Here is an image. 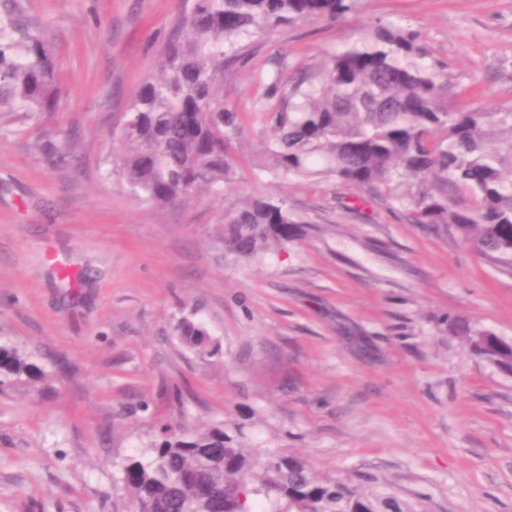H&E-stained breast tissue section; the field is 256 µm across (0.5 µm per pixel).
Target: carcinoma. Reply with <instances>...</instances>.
<instances>
[{
    "label": "carcinoma",
    "instance_id": "carcinoma-1",
    "mask_svg": "<svg viewBox=\"0 0 512 512\" xmlns=\"http://www.w3.org/2000/svg\"><path fill=\"white\" fill-rule=\"evenodd\" d=\"M351 0H194L156 52L125 112L113 168L141 200L174 205L192 193L222 194L236 180L244 127L224 103V72L245 60L236 42L300 18H336ZM0 19V105L42 112L58 101L55 57L38 31ZM448 84L422 62L418 35L382 28L372 41L288 74L281 57L256 110L269 137L257 167L284 177L323 178L401 205L413 224L472 246L512 274V110L450 111ZM296 220L285 201L253 196L224 210V245L253 257L288 240ZM448 333L469 354L512 372V343L464 319ZM201 358L220 354L199 323L176 326ZM37 366L0 346V385L36 378ZM120 482L136 512H420L385 486L321 478L309 462L257 451L224 422L189 432L168 426L162 440L127 460Z\"/></svg>",
    "mask_w": 512,
    "mask_h": 512
}]
</instances>
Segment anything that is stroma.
Wrapping results in <instances>:
<instances>
[{
    "instance_id": "obj_1",
    "label": "stroma",
    "mask_w": 512,
    "mask_h": 512,
    "mask_svg": "<svg viewBox=\"0 0 512 512\" xmlns=\"http://www.w3.org/2000/svg\"><path fill=\"white\" fill-rule=\"evenodd\" d=\"M191 6L17 2L54 48L60 97L0 106V345L45 374L0 386V512H129L121 469L161 424L222 421L422 512H512V373L446 331L463 317L512 341V275L365 190L248 162L276 59L309 67L392 25L447 77L448 109L512 108V0H356L248 39V63L224 74L246 128L233 190L156 207L113 174L115 135ZM258 194L297 225L244 259L224 248V211ZM187 316L221 356L182 347Z\"/></svg>"
}]
</instances>
